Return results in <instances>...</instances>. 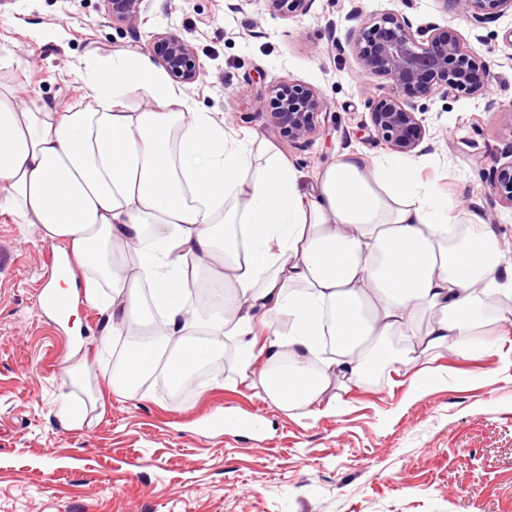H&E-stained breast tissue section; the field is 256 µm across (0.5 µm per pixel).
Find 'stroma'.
<instances>
[{
    "mask_svg": "<svg viewBox=\"0 0 512 512\" xmlns=\"http://www.w3.org/2000/svg\"><path fill=\"white\" fill-rule=\"evenodd\" d=\"M147 0L144 17L114 25L101 0H7L0 6V82L24 106L68 112L88 103L72 65L93 54L153 53L166 30L187 40L207 74L186 86L196 109L223 119L227 135L254 136L263 162L273 143L309 187L338 154L365 161L388 149L359 139L356 123L380 78L359 77L352 52H337L327 23L352 5L364 16L405 13L469 36L445 0H314L308 14L271 16L262 0ZM493 61L486 97H434L424 104L431 138L416 176L454 197L495 231L512 257V209L490 191L512 145V17L481 30ZM289 81L317 90L328 113L305 143L271 139L255 105L261 86ZM0 512H512V320L483 321L491 345L462 357L440 347L390 357L367 380L326 381L314 404L268 400L259 375L241 383L232 365L177 402L158 382L128 397L106 386L104 319L78 305L62 317L38 296L46 259L63 242L0 214ZM89 381L65 383L70 350ZM83 404L82 420L61 413ZM254 410L260 428H225L216 417Z\"/></svg>",
    "mask_w": 512,
    "mask_h": 512,
    "instance_id": "stroma-1",
    "label": "stroma"
}]
</instances>
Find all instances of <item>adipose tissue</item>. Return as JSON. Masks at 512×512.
<instances>
[{
  "label": "adipose tissue",
  "mask_w": 512,
  "mask_h": 512,
  "mask_svg": "<svg viewBox=\"0 0 512 512\" xmlns=\"http://www.w3.org/2000/svg\"><path fill=\"white\" fill-rule=\"evenodd\" d=\"M90 103L73 112L19 107L0 84V214L66 241L84 269L83 300L121 337L114 395L152 376L192 380L233 354L256 360L278 405L314 403L326 381L358 380L385 339L464 356L475 311L512 294V262L477 214L416 180L413 165L344 152L311 191L279 155L254 166L252 143L228 137L151 58L86 59ZM151 107L128 111L130 88ZM219 311L192 302L201 276Z\"/></svg>",
  "instance_id": "1"
}]
</instances>
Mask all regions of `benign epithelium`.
Returning <instances> with one entry per match:
<instances>
[{"label": "benign epithelium", "mask_w": 512, "mask_h": 512, "mask_svg": "<svg viewBox=\"0 0 512 512\" xmlns=\"http://www.w3.org/2000/svg\"><path fill=\"white\" fill-rule=\"evenodd\" d=\"M105 15L114 23H131L144 12V0H101ZM265 10L283 18L309 12L313 0H263ZM457 14L477 30L498 18L512 14V0H450ZM358 6L346 14L360 24L348 29L346 42L333 38L338 52L350 49L358 63V75L387 81L383 92L368 98V117L359 131H369L371 140L391 151L413 154L428 134L425 112L418 102L438 94H487L493 76L492 65L470 40L452 32L447 25L414 22L402 12H387L361 20ZM153 47L171 77L193 84L205 76L193 46L173 32L154 35ZM258 102L266 110V131L271 136L296 142L315 132L325 101L313 88L280 84L263 89ZM507 161L495 169L489 186L495 200L512 209V148L504 152Z\"/></svg>", "instance_id": "1"}]
</instances>
